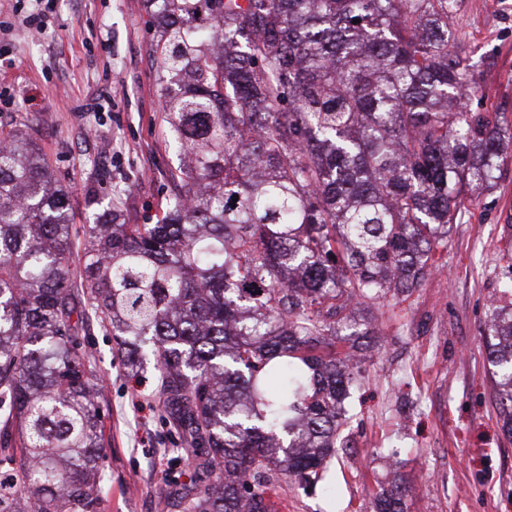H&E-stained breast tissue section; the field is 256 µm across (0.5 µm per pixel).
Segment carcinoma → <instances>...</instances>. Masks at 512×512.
I'll return each mask as SVG.
<instances>
[{"label": "carcinoma", "mask_w": 512, "mask_h": 512, "mask_svg": "<svg viewBox=\"0 0 512 512\" xmlns=\"http://www.w3.org/2000/svg\"><path fill=\"white\" fill-rule=\"evenodd\" d=\"M177 166L154 224L73 228L44 154L0 129V512H96L105 447L91 306L208 484L183 512H276L334 457L360 375L351 311L439 269L512 125L479 92L459 0H142ZM358 23H353V20ZM484 328L512 434V256ZM82 263V284L72 266ZM276 375L284 391L268 394ZM374 512H408L399 485Z\"/></svg>", "instance_id": "cac0c4a2"}]
</instances>
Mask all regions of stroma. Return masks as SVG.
<instances>
[{
	"label": "stroma",
	"mask_w": 512,
	"mask_h": 512,
	"mask_svg": "<svg viewBox=\"0 0 512 512\" xmlns=\"http://www.w3.org/2000/svg\"><path fill=\"white\" fill-rule=\"evenodd\" d=\"M35 0H0V92L16 96L0 127H21L71 197L75 224L118 206L127 223H156L176 166L141 0H50L36 40L22 15ZM455 26L476 46L473 109L512 122V0H460ZM512 242V147L492 193L467 202L439 271L364 315L380 338L365 352L350 418L328 465L334 490L283 484L278 512H372L401 478L411 512H512V438L501 430L481 338ZM89 354L105 381L104 481L97 512H157L204 474L165 421L153 371L129 378L100 319Z\"/></svg>",
	"instance_id": "1"
}]
</instances>
